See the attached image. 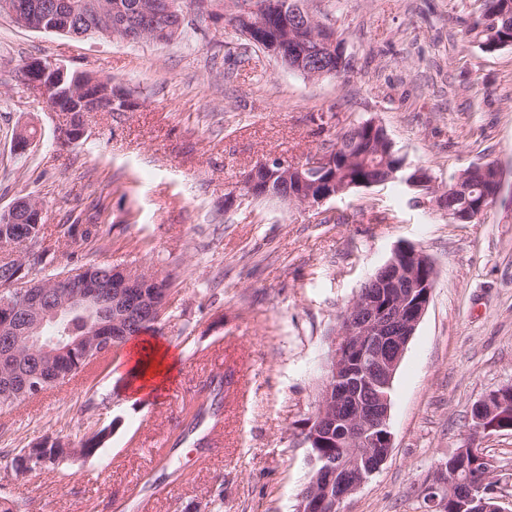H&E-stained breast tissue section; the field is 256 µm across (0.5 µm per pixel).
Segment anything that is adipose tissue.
<instances>
[{
  "mask_svg": "<svg viewBox=\"0 0 512 512\" xmlns=\"http://www.w3.org/2000/svg\"><path fill=\"white\" fill-rule=\"evenodd\" d=\"M129 375L134 396L151 395L171 382L178 366L172 347L157 341L136 338L129 345Z\"/></svg>",
  "mask_w": 512,
  "mask_h": 512,
  "instance_id": "obj_1",
  "label": "adipose tissue"
}]
</instances>
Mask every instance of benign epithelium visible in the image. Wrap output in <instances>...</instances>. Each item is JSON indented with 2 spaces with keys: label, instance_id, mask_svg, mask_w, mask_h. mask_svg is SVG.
Here are the masks:
<instances>
[{
  "label": "benign epithelium",
  "instance_id": "obj_1",
  "mask_svg": "<svg viewBox=\"0 0 512 512\" xmlns=\"http://www.w3.org/2000/svg\"><path fill=\"white\" fill-rule=\"evenodd\" d=\"M56 17L63 22L60 33L71 37L70 21L77 4L73 0H53ZM4 14L17 25L41 30L38 25L42 6L9 0L3 4ZM271 5L267 0H249L243 5V12L233 8L223 13L229 25L237 27L244 20L254 42L261 40L267 28ZM292 24L280 33L279 40L293 41L297 33H306L307 38L326 54V58L336 62V70L342 71L347 60L344 43L331 29L317 18L304 11L292 9ZM70 68L50 60L32 59L22 69V81L27 88L43 98L49 111L59 112L66 117L63 128L65 141L75 143L85 133L82 120L84 112H128L135 106L128 93L99 77L85 74L81 82H67ZM38 131L32 124L24 125L17 132L14 149L22 151L37 140ZM335 154L315 150L300 161L284 158L274 162L268 157L248 170L240 180L238 190L247 195L271 192L273 180L293 185L288 194L277 195L279 201L288 205L299 204L314 211L325 205L330 195L305 193L304 185L317 180L333 166ZM485 177L495 190H500L499 170L482 163L474 164L468 172L462 173L457 184H462L472 174ZM436 207L448 217L451 224H464L478 218L486 206L476 212L461 214L447 210L443 200L435 199ZM42 211L40 206L28 198L16 200L10 209L0 214L1 224H39ZM436 269L433 261L422 250L413 246L399 247L393 257L381 267L376 275L365 284L342 317L336 336L332 339L326 374L318 396L316 409L305 428L306 443L336 438V444L345 453L336 459V470H341L349 462L372 453L374 448L384 449L382 460H387L389 448L393 447L390 431V399L386 390L392 387L396 371L407 346L430 304ZM65 288H73L72 302L85 310L90 318L91 332L100 334V339L108 341L106 327L116 333L124 330L140 316L160 317L167 309L169 291L161 288L146 291L135 290L137 284L127 279L121 268L112 270L109 278L81 276L62 281ZM26 309L19 310L15 298L0 299V335L26 336L35 334L48 319H59L64 310L51 308L46 304L44 294L38 289L24 288L20 292ZM83 338L56 341L49 346L36 345L31 349L37 367L41 372L43 363L62 359L79 348ZM506 404L501 394L491 391L476 404L473 429L476 432L490 433L509 429L503 421ZM81 456L80 452L65 449L54 456L39 458L29 452L23 453V466L28 471H41L55 468L63 461ZM461 480L459 472L442 479L433 475L424 489V497L435 504L439 496L453 493ZM368 478L363 476L348 485L347 489L333 500L321 502L332 512H342V505ZM500 497L484 496V487H479L478 497L473 503V512H500Z\"/></svg>",
  "mask_w": 512,
  "mask_h": 512
}]
</instances>
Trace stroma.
I'll return each instance as SVG.
<instances>
[{
	"mask_svg": "<svg viewBox=\"0 0 512 512\" xmlns=\"http://www.w3.org/2000/svg\"><path fill=\"white\" fill-rule=\"evenodd\" d=\"M343 40L351 69L310 80L262 56L226 72L239 52L222 18L190 41L74 40L0 16V212L32 195L55 269L75 267L61 225L96 215L112 265L171 276L154 334L179 356L175 379L133 397L125 358L0 409V497L16 512H131L155 487V512H296L311 466L301 430L314 409L330 342L361 284L401 245L422 249L437 280L397 370L387 461L343 512H430L423 491L440 460L466 441L512 473V431L471 434V406L512 383V46L487 52L467 35L474 0H311ZM50 59L111 78L130 112H88L66 145L64 116L24 87L25 62ZM381 123L414 167L443 187L475 163L503 176L487 210L451 224L431 197L395 183L359 188L315 211L235 196L260 160L315 150L313 120ZM41 136L14 149L21 125ZM231 378L224 445L152 453L177 438L216 359ZM90 457L18 472L16 449L52 434L71 443L104 427Z\"/></svg>",
	"mask_w": 512,
	"mask_h": 512,
	"instance_id": "stroma-1",
	"label": "stroma"
}]
</instances>
